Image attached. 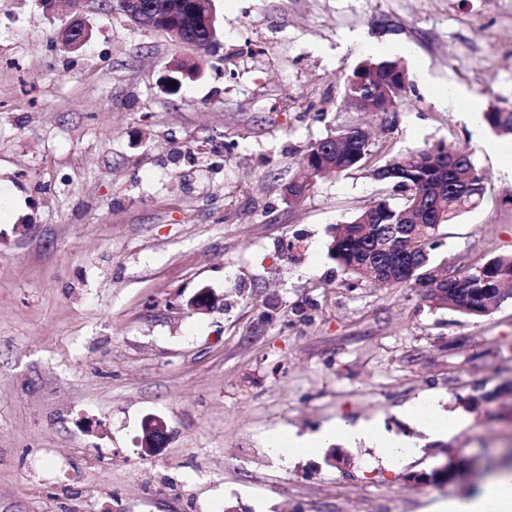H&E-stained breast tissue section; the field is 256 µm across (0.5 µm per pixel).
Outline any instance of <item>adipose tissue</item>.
I'll use <instances>...</instances> for the list:
<instances>
[{"label": "adipose tissue", "instance_id": "obj_1", "mask_svg": "<svg viewBox=\"0 0 512 512\" xmlns=\"http://www.w3.org/2000/svg\"><path fill=\"white\" fill-rule=\"evenodd\" d=\"M408 413L429 435L450 433L461 425L460 417L446 413L439 397L430 393L422 394L415 400ZM337 442L350 445L362 443L373 448L390 469L400 467L419 451L417 439L388 433L375 420L353 422L339 419L310 435L277 430L268 436L272 451L286 460L319 453ZM432 512H512V468H500L483 481L473 494L435 503Z\"/></svg>", "mask_w": 512, "mask_h": 512}]
</instances>
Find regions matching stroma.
Returning a JSON list of instances; mask_svg holds the SVG:
<instances>
[{
    "label": "stroma",
    "mask_w": 512,
    "mask_h": 512,
    "mask_svg": "<svg viewBox=\"0 0 512 512\" xmlns=\"http://www.w3.org/2000/svg\"><path fill=\"white\" fill-rule=\"evenodd\" d=\"M215 8L223 44L200 56L84 0L91 40L66 52L53 44L66 0H0V512H428L512 447V299L464 316L344 274L334 225L391 192L366 170L285 194L307 145L352 124L380 163L465 148L485 199L436 257L512 253L506 139L474 138L433 92L512 106V0ZM394 44L409 48L406 99L352 111L347 77ZM196 57L198 76L166 91L174 62ZM204 287L213 308L190 310ZM426 392L467 427L419 430L407 409ZM150 415L170 430L154 455L140 445ZM339 418L380 421L420 452L391 472L361 446L285 465L266 446ZM448 455L470 464L454 482L409 481Z\"/></svg>",
    "instance_id": "35a3bbf8"
}]
</instances>
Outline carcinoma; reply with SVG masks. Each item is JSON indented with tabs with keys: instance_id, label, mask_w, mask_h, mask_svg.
<instances>
[{
	"instance_id": "obj_1",
	"label": "carcinoma",
	"mask_w": 512,
	"mask_h": 512,
	"mask_svg": "<svg viewBox=\"0 0 512 512\" xmlns=\"http://www.w3.org/2000/svg\"><path fill=\"white\" fill-rule=\"evenodd\" d=\"M220 36L191 26L182 42ZM393 61L367 58L346 81L348 101L360 112L387 111L400 102L408 83L389 81ZM497 134L512 137V111L493 107L483 113ZM329 148L326 158L341 172L361 168L371 156L369 137L350 125L336 132V143L323 139L306 152ZM371 177L392 186L397 197L381 199L361 209L349 222L336 227L329 255L342 271L360 281L364 270H376L392 285L416 287L430 305L468 316H483L487 303L512 298V253L471 265L436 262L443 225L480 206L485 195V174L472 154L449 146L436 153L424 146L369 169Z\"/></svg>"
}]
</instances>
